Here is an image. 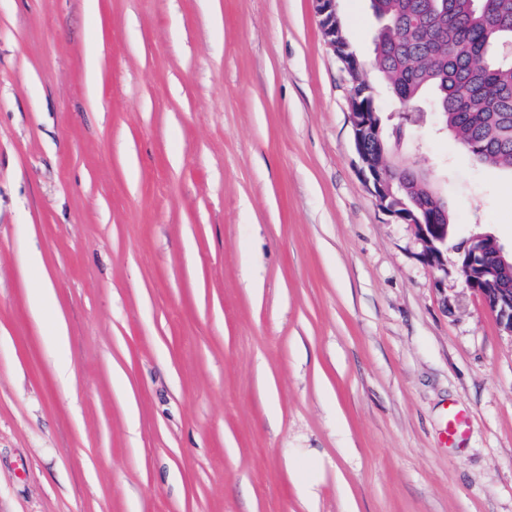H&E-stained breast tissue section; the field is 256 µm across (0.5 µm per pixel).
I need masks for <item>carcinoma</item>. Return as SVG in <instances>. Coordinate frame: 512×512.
Wrapping results in <instances>:
<instances>
[{"mask_svg":"<svg viewBox=\"0 0 512 512\" xmlns=\"http://www.w3.org/2000/svg\"><path fill=\"white\" fill-rule=\"evenodd\" d=\"M374 62L392 94H433L474 160L512 169V0H371Z\"/></svg>","mask_w":512,"mask_h":512,"instance_id":"cac0c4a2","label":"carcinoma"}]
</instances>
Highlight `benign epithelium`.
<instances>
[{
    "mask_svg": "<svg viewBox=\"0 0 512 512\" xmlns=\"http://www.w3.org/2000/svg\"><path fill=\"white\" fill-rule=\"evenodd\" d=\"M315 11L322 34L341 62L351 85L349 116L353 131L359 171L378 208L396 224H409L422 245V256L432 267L447 270L444 251L448 248V202L421 174L413 173L424 194L412 209L397 196L404 170L387 167L383 163L386 146L382 138L379 115L369 112L366 105L375 97V90L361 77L362 65L351 51L338 25L337 0H314ZM463 260L461 272L467 288L480 297L488 312L501 328L512 334V261L503 249L483 234L469 238L460 250Z\"/></svg>",
    "mask_w": 512,
    "mask_h": 512,
    "instance_id": "1",
    "label": "benign epithelium"
}]
</instances>
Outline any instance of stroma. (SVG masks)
<instances>
[{
  "mask_svg": "<svg viewBox=\"0 0 512 512\" xmlns=\"http://www.w3.org/2000/svg\"><path fill=\"white\" fill-rule=\"evenodd\" d=\"M337 9L447 271L364 183L312 0H0V512H512V334L456 251L512 250V170L401 124Z\"/></svg>",
  "mask_w": 512,
  "mask_h": 512,
  "instance_id": "1",
  "label": "stroma"
}]
</instances>
